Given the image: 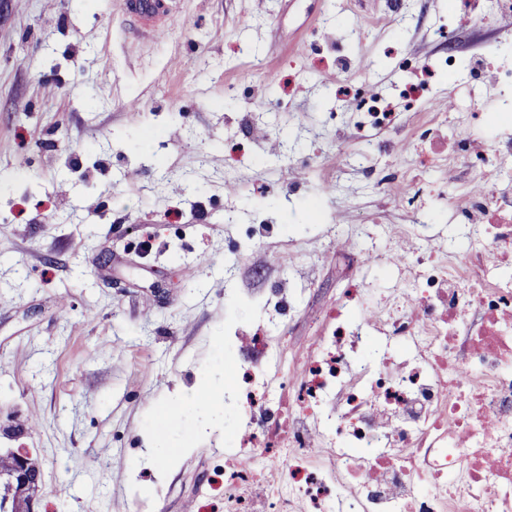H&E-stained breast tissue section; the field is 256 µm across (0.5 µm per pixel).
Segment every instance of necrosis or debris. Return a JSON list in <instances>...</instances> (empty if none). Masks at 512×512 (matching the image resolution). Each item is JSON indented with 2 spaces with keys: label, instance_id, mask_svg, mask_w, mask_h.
<instances>
[{
  "label": "necrosis or debris",
  "instance_id": "obj_1",
  "mask_svg": "<svg viewBox=\"0 0 512 512\" xmlns=\"http://www.w3.org/2000/svg\"><path fill=\"white\" fill-rule=\"evenodd\" d=\"M348 91L354 128L381 130L385 106L364 84ZM483 97L468 82L457 107L455 159L486 187L452 196L454 245L377 287V240L419 229L358 225L359 276L300 377L260 368L286 358L262 332L228 357L224 397L244 425L224 451L223 506L207 498L199 512H512V114L500 112L491 148L473 149Z\"/></svg>",
  "mask_w": 512,
  "mask_h": 512
}]
</instances>
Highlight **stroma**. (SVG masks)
Returning a JSON list of instances; mask_svg holds the SVG:
<instances>
[{
	"instance_id": "1",
	"label": "stroma",
	"mask_w": 512,
	"mask_h": 512,
	"mask_svg": "<svg viewBox=\"0 0 512 512\" xmlns=\"http://www.w3.org/2000/svg\"><path fill=\"white\" fill-rule=\"evenodd\" d=\"M452 2L408 0L393 26L388 0H172L136 35L119 0H0V448L35 450L40 512H198L233 420L193 394L278 319L277 288L302 361L356 271L357 240L327 225L410 223L371 182L455 144L465 70L374 141L336 121L345 77L389 96L413 79L400 57L451 52L434 27ZM458 25V58L512 56L511 13ZM448 206L420 213L422 244Z\"/></svg>"
}]
</instances>
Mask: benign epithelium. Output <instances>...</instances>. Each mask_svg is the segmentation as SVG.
Here are the masks:
<instances>
[{"label":"benign epithelium","mask_w":512,"mask_h":512,"mask_svg":"<svg viewBox=\"0 0 512 512\" xmlns=\"http://www.w3.org/2000/svg\"><path fill=\"white\" fill-rule=\"evenodd\" d=\"M3 453L13 460L12 469L0 477L8 491L0 496V512H36L43 485V469L34 465L35 456L23 447L6 448Z\"/></svg>","instance_id":"benign-epithelium-1"}]
</instances>
